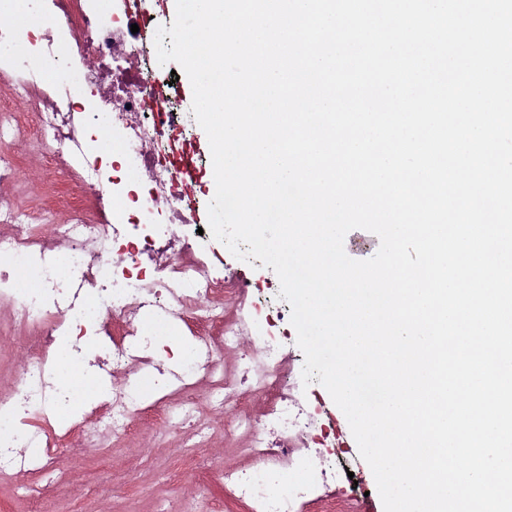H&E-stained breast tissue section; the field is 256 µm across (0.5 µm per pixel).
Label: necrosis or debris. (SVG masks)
<instances>
[{
  "label": "necrosis or debris",
  "mask_w": 512,
  "mask_h": 512,
  "mask_svg": "<svg viewBox=\"0 0 512 512\" xmlns=\"http://www.w3.org/2000/svg\"><path fill=\"white\" fill-rule=\"evenodd\" d=\"M112 17L90 18L87 0H0V187L18 182L14 147L30 138L72 198L53 218L0 194V309L37 330L0 394V476L44 481L48 497L67 478L64 460L106 450L137 421L203 437L229 399L256 396L260 413L224 422L248 466L198 468L200 487L224 490L210 512L228 499L249 512L335 505L348 474L338 457L317 458L293 356L261 330L245 275L197 254V203L178 189V164L156 161L155 144L183 127L178 88L163 110L151 108L159 75L131 32L134 0H112ZM24 18L42 30L33 51ZM99 137L121 155L110 179ZM69 371L92 397L66 383ZM203 385L204 409L195 402Z\"/></svg>",
  "instance_id": "necrosis-or-debris-1"
}]
</instances>
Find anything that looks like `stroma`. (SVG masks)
<instances>
[{
    "label": "stroma",
    "instance_id": "35a3bbf8",
    "mask_svg": "<svg viewBox=\"0 0 512 512\" xmlns=\"http://www.w3.org/2000/svg\"><path fill=\"white\" fill-rule=\"evenodd\" d=\"M190 94H182L180 108L192 137V147L199 157L200 179L195 187L200 200L198 223L208 221V205L214 197L206 178L212 169L211 153L206 147L208 137L197 123L190 108ZM19 170L21 191L19 201L26 206L63 210L67 199L61 185H48L43 181L44 161L30 151L15 152ZM225 266L240 268L257 288L260 301L268 303L271 310H278L282 303L280 285L271 279L261 262H242L232 254H225ZM314 396L307 406L316 423L332 427L327 441L328 447L336 449L350 463L357 465L358 459L351 446L344 442V433L339 427L336 406L324 397L325 389L319 381H312ZM212 436L202 453L192 454L183 450V443L192 442V434L159 436L151 423L138 424L131 437L116 440L108 454L98 449H87L81 461L71 466L68 481L59 488L55 497L47 503L48 512H208L209 504L195 493L196 482L192 477V466L200 458H208L213 467L246 465L233 445L224 439V418L212 416ZM111 471L123 474L125 486L118 489L109 500H101L94 490L99 474Z\"/></svg>",
    "mask_w": 512,
    "mask_h": 512
}]
</instances>
